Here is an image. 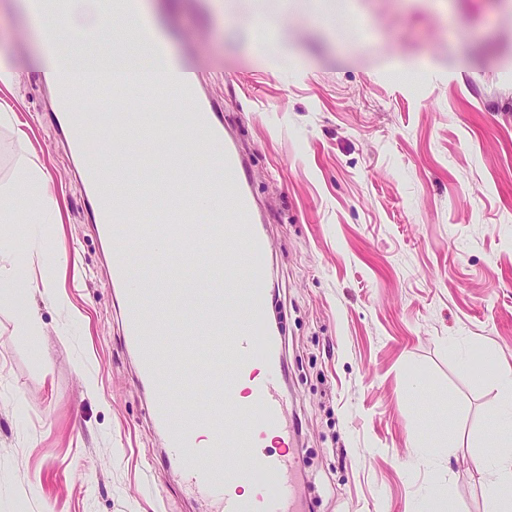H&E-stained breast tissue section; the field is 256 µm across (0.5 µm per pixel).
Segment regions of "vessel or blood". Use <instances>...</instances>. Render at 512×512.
<instances>
[{"instance_id":"b4317fda","label":"vessel or blood","mask_w":512,"mask_h":512,"mask_svg":"<svg viewBox=\"0 0 512 512\" xmlns=\"http://www.w3.org/2000/svg\"><path fill=\"white\" fill-rule=\"evenodd\" d=\"M203 76L177 82L182 101L196 102L185 128L166 133L151 130L156 146L150 159L128 156L123 175L104 193L94 169L84 171L86 207L100 239L113 244L111 280L124 299V338L139 367V383L152 395L150 412L162 432L169 458L187 488L208 499L215 512H299L294 485L297 461L288 447L293 437L289 402L282 387L284 361L278 337L261 335V305L252 283V259L268 248L259 226L260 217L249 187L248 160L236 141L224 131V119L214 105L203 102ZM103 97L110 113L122 115L131 99L150 100L155 82L115 79ZM205 143L218 156L208 173L223 171L220 182L181 184L171 172L184 169L186 138ZM154 189L155 206L146 209L141 190ZM223 207H215L216 198ZM206 211L210 222L207 240L195 236L194 221ZM131 242L156 255L157 263L143 266L150 289L135 285L131 259L121 245ZM209 252L210 262L196 268L199 280L210 283L207 300L193 319L166 321L169 341L159 348L142 317L145 303L166 311L172 291L166 286L170 261L185 254ZM183 369L184 383L194 388L217 389L206 407L177 421L169 366ZM247 383L250 400L233 401L237 384ZM205 430L208 447L197 445L196 433ZM224 459V476L216 478L215 461ZM248 480L256 489L241 496L239 484Z\"/></svg>"}]
</instances>
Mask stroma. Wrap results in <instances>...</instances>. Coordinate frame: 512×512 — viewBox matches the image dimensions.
I'll list each match as a JSON object with an SVG mask.
<instances>
[{"instance_id": "1", "label": "stroma", "mask_w": 512, "mask_h": 512, "mask_svg": "<svg viewBox=\"0 0 512 512\" xmlns=\"http://www.w3.org/2000/svg\"><path fill=\"white\" fill-rule=\"evenodd\" d=\"M18 2L0 0L21 74L0 89L20 102L0 187L36 163L61 221L0 227L58 296L28 301L40 359L0 303V512H207L122 342L109 251L38 71L55 25ZM145 3L249 160L308 512H428L433 485L485 512L495 371L512 367V0H288L285 26L278 0Z\"/></svg>"}]
</instances>
